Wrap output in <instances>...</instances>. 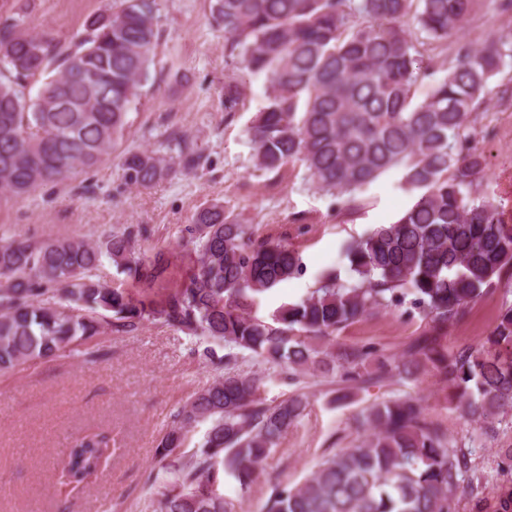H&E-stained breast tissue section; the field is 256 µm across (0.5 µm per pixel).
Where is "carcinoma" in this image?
<instances>
[{"mask_svg": "<svg viewBox=\"0 0 512 512\" xmlns=\"http://www.w3.org/2000/svg\"><path fill=\"white\" fill-rule=\"evenodd\" d=\"M489 8L512 17V0H211L227 61L266 81V103L246 130L254 167L298 163L341 210L397 170L414 203L347 245L350 280L324 271L308 297L267 318L252 312L256 295L302 275V258L286 243L255 236L222 204L200 208L181 230L195 255L182 286H169L172 253L135 251L141 227L95 242H1L0 373L73 353L101 359L96 337L134 333L149 319L184 333L215 376L170 412L157 440L160 468L148 475L160 484L153 512H230L225 478L249 489L309 406L301 392L267 402L264 376L242 369L245 357L286 384L320 371L352 388L433 367L448 383V404L474 424L466 442L431 429L415 398L376 404L364 415L361 440L302 484L273 487L266 512H458L465 495L480 508L485 477L475 449L512 429V224L485 193L487 161L474 145L488 101L512 94L494 84L512 68V30L485 44L464 34L469 19ZM21 24L14 18L0 28L1 197L98 168L129 125L159 42L156 0H112L68 49ZM433 44L444 51L436 71L424 63ZM429 78V92L416 100L417 84ZM39 80L36 97H26ZM243 86L236 78L224 83V111L240 110ZM201 158L183 143L182 170L197 171ZM121 166L126 184L140 189L173 173L166 157L147 150L125 153ZM104 256L141 291L101 281ZM494 291L505 301L484 343L442 350L438 336ZM402 307L431 325L403 363L372 347L334 353L330 341L346 326ZM202 424L195 452L174 455ZM108 447L104 434L76 440L63 475L83 482Z\"/></svg>", "mask_w": 512, "mask_h": 512, "instance_id": "cac0c4a2", "label": "carcinoma"}]
</instances>
